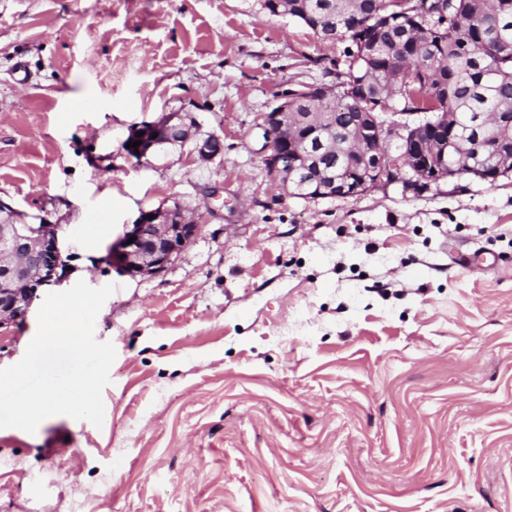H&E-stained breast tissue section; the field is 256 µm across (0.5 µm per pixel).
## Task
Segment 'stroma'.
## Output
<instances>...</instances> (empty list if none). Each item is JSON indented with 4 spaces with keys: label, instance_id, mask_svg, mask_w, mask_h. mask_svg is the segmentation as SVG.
Masks as SVG:
<instances>
[{
    "label": "stroma",
    "instance_id": "35a3bbf8",
    "mask_svg": "<svg viewBox=\"0 0 512 512\" xmlns=\"http://www.w3.org/2000/svg\"><path fill=\"white\" fill-rule=\"evenodd\" d=\"M348 46L260 0H0V199L115 284L117 352L102 427L0 429V512H512V174L304 200L265 169L259 113ZM167 112L223 154L129 157ZM174 205L201 230L164 273L104 262Z\"/></svg>",
    "mask_w": 512,
    "mask_h": 512
}]
</instances>
